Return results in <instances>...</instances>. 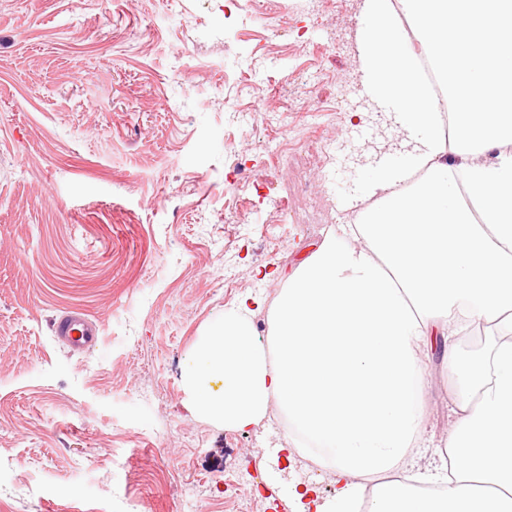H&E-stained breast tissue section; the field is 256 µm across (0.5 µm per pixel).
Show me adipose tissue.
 Listing matches in <instances>:
<instances>
[{
    "instance_id": "obj_1",
    "label": "adipose tissue",
    "mask_w": 512,
    "mask_h": 512,
    "mask_svg": "<svg viewBox=\"0 0 512 512\" xmlns=\"http://www.w3.org/2000/svg\"><path fill=\"white\" fill-rule=\"evenodd\" d=\"M358 47L368 96L414 149L371 170L370 206L343 199L358 223L327 233L271 303L226 309L182 380L206 419L244 431L275 406L286 447L316 446L335 489L294 492L308 512H512V0H364ZM479 326L492 342L459 353L457 335ZM433 336L449 342L455 425L417 477Z\"/></svg>"
}]
</instances>
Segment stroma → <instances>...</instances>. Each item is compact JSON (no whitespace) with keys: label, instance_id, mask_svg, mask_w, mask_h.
Masks as SVG:
<instances>
[{"label":"stroma","instance_id":"stroma-1","mask_svg":"<svg viewBox=\"0 0 512 512\" xmlns=\"http://www.w3.org/2000/svg\"><path fill=\"white\" fill-rule=\"evenodd\" d=\"M307 2L240 19L228 0H0V512H182L189 486L198 512H290L294 482L331 493L277 452L278 409L230 430L181 378L211 323L272 300L329 230L272 223L268 205L300 210L301 179L322 192L323 158L304 145L273 165L264 144L285 129L224 108L256 85L335 104L337 81L360 79L355 28L327 42L363 0L319 18ZM234 209L246 225L224 224ZM71 312L98 347L56 339ZM422 359L420 470L453 425L439 337ZM245 471L259 488L239 495Z\"/></svg>","mask_w":512,"mask_h":512}]
</instances>
